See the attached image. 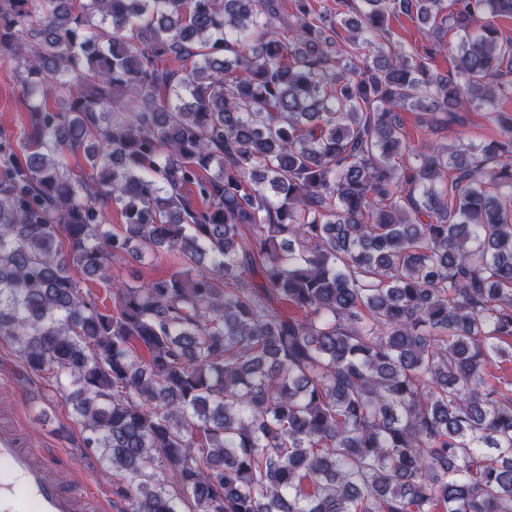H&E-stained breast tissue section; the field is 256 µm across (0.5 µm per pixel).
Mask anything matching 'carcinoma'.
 I'll use <instances>...</instances> for the list:
<instances>
[{
  "instance_id": "obj_1",
  "label": "carcinoma",
  "mask_w": 512,
  "mask_h": 512,
  "mask_svg": "<svg viewBox=\"0 0 512 512\" xmlns=\"http://www.w3.org/2000/svg\"><path fill=\"white\" fill-rule=\"evenodd\" d=\"M291 8L0 0L30 106L0 133V339L120 512H512V0ZM469 108L485 146L400 119ZM146 250L179 267L110 311L70 274ZM390 40L397 46L421 47L419 34L415 23L405 15L392 18L390 22Z\"/></svg>"
}]
</instances>
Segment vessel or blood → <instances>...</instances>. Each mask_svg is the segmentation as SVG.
Instances as JSON below:
<instances>
[{
    "mask_svg": "<svg viewBox=\"0 0 512 512\" xmlns=\"http://www.w3.org/2000/svg\"><path fill=\"white\" fill-rule=\"evenodd\" d=\"M53 458L26 443L18 429L0 428V512H78L88 496L67 490L50 472Z\"/></svg>",
    "mask_w": 512,
    "mask_h": 512,
    "instance_id": "obj_1",
    "label": "vessel or blood"
}]
</instances>
